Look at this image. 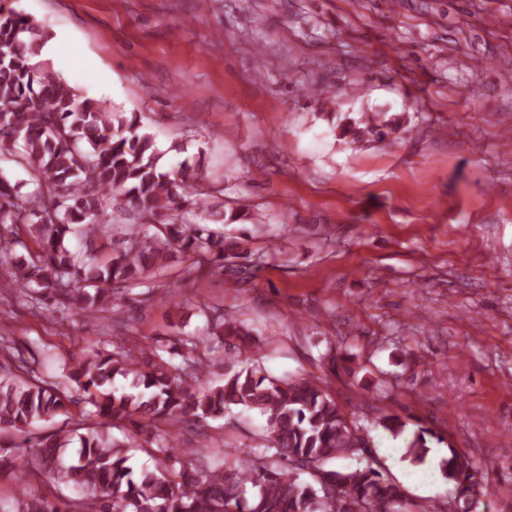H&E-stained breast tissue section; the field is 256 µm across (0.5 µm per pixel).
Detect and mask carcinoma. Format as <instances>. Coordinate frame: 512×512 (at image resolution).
Instances as JSON below:
<instances>
[{
  "mask_svg": "<svg viewBox=\"0 0 512 512\" xmlns=\"http://www.w3.org/2000/svg\"><path fill=\"white\" fill-rule=\"evenodd\" d=\"M45 26L0 0V157L26 173L12 182L0 169V288L35 315L105 312L174 261L224 268L236 244L220 225L224 199L183 169L168 170L135 113L84 99L58 74L31 63ZM28 191L21 192V187ZM22 226L35 248L14 227ZM76 238L79 249L67 247ZM22 249L24 253L17 254ZM207 337L172 333L169 357L150 345L83 350L61 359L49 382L33 351L0 366V468L26 478L50 474L78 497L66 512H403L405 494L372 463L353 470L332 461L363 451L368 439L309 374L272 377L249 362L257 333L235 316L208 317ZM216 341L248 364L203 386L212 364L201 350ZM80 407L78 415L70 406ZM235 410L259 414L262 450L236 460H208L169 439L148 449L157 467L136 468L131 446L99 424L151 434L160 423L201 422ZM67 416L71 428L38 430ZM421 429L406 450L421 464L429 453ZM312 467L301 481L291 467ZM459 496H470L482 468L460 449L439 463ZM14 512H59L43 496L17 493Z\"/></svg>",
  "mask_w": 512,
  "mask_h": 512,
  "instance_id": "obj_1",
  "label": "carcinoma"
}]
</instances>
